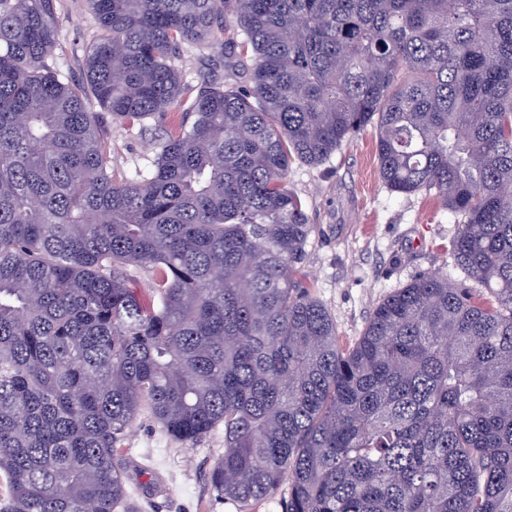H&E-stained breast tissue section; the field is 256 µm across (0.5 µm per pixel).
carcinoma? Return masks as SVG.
I'll list each match as a JSON object with an SVG mask.
<instances>
[{"mask_svg": "<svg viewBox=\"0 0 512 512\" xmlns=\"http://www.w3.org/2000/svg\"><path fill=\"white\" fill-rule=\"evenodd\" d=\"M73 83L54 0H0V512H133L140 412L224 425L216 497L284 512H512V0H87ZM234 25L251 84L173 65ZM169 120L121 184L99 133ZM379 174L457 217L346 349L299 291L287 187L367 126ZM146 269L144 293L128 277Z\"/></svg>", "mask_w": 512, "mask_h": 512, "instance_id": "cac0c4a2", "label": "carcinoma"}]
</instances>
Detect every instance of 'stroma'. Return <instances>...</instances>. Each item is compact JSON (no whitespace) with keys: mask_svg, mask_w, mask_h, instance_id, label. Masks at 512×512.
Returning <instances> with one entry per match:
<instances>
[{"mask_svg":"<svg viewBox=\"0 0 512 512\" xmlns=\"http://www.w3.org/2000/svg\"><path fill=\"white\" fill-rule=\"evenodd\" d=\"M59 21L54 59L69 81L81 82L85 50L98 28L86 0H56ZM175 65L184 81L249 82L225 63L223 48L184 46ZM102 132L112 149V179L121 183L155 158L163 130L155 119L125 127L104 117ZM287 186L301 199L317 230L306 245L299 278L309 298L336 324L341 346L362 335L373 309L420 274L458 276L448 254L457 230L454 214L429 193L402 195L380 180L374 128L316 165L293 161ZM224 451V428L216 426L195 445L172 439L150 413H141L122 445L125 478L136 512H239L218 500L210 474Z\"/></svg>","mask_w":512,"mask_h":512,"instance_id":"obj_1","label":"stroma"}]
</instances>
